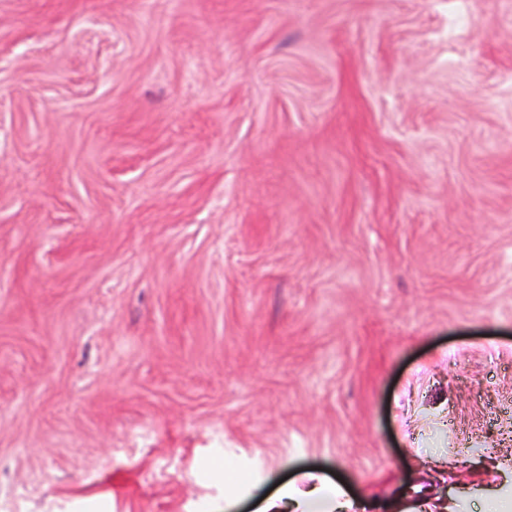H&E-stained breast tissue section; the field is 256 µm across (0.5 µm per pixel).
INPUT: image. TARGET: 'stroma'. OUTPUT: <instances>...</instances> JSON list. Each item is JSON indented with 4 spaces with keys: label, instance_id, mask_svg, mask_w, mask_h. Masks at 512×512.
I'll return each instance as SVG.
<instances>
[{
    "label": "stroma",
    "instance_id": "obj_1",
    "mask_svg": "<svg viewBox=\"0 0 512 512\" xmlns=\"http://www.w3.org/2000/svg\"><path fill=\"white\" fill-rule=\"evenodd\" d=\"M307 474L512 512V0H0V512Z\"/></svg>",
    "mask_w": 512,
    "mask_h": 512
}]
</instances>
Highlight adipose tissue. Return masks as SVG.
<instances>
[{
	"label": "adipose tissue",
	"instance_id": "ef3b65f1",
	"mask_svg": "<svg viewBox=\"0 0 512 512\" xmlns=\"http://www.w3.org/2000/svg\"><path fill=\"white\" fill-rule=\"evenodd\" d=\"M364 501L350 496L329 480H316L307 489L284 484L262 499L256 512H366Z\"/></svg>",
	"mask_w": 512,
	"mask_h": 512
}]
</instances>
